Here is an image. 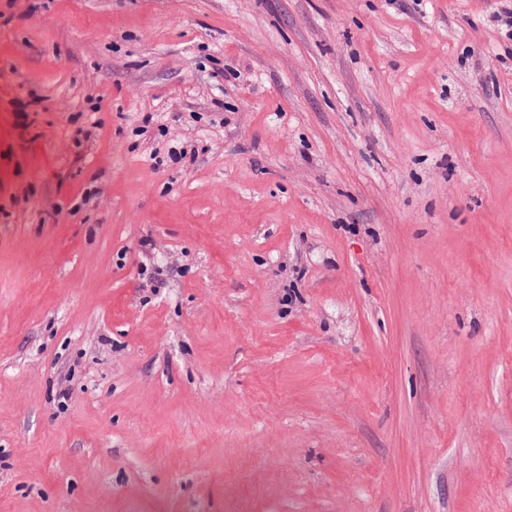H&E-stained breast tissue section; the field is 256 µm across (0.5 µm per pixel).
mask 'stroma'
Wrapping results in <instances>:
<instances>
[{"instance_id":"obj_1","label":"stroma","mask_w":512,"mask_h":512,"mask_svg":"<svg viewBox=\"0 0 512 512\" xmlns=\"http://www.w3.org/2000/svg\"><path fill=\"white\" fill-rule=\"evenodd\" d=\"M500 3L0 0V512H512Z\"/></svg>"}]
</instances>
